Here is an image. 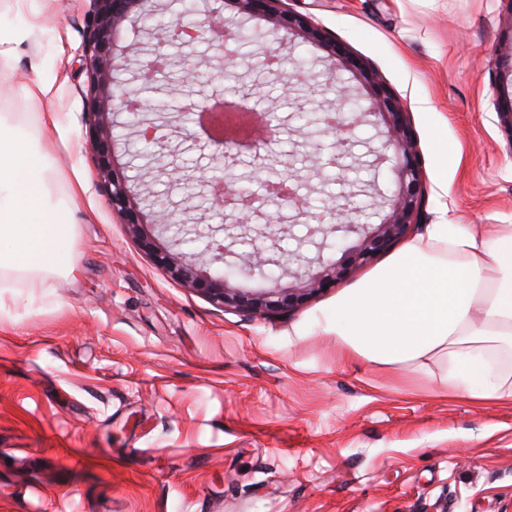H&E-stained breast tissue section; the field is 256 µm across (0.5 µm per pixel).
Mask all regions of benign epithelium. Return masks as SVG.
<instances>
[{
	"instance_id": "benign-epithelium-1",
	"label": "benign epithelium",
	"mask_w": 512,
	"mask_h": 512,
	"mask_svg": "<svg viewBox=\"0 0 512 512\" xmlns=\"http://www.w3.org/2000/svg\"><path fill=\"white\" fill-rule=\"evenodd\" d=\"M96 5L93 29L87 45V64L92 69L89 86L95 101V110L90 113L89 138L91 150L98 161L101 176L108 186V199L112 211L121 215L133 232L142 235L143 246L156 258L157 262L176 279L182 280L201 292L212 301L227 307L254 315H268L282 312L299 305L310 296L340 279L346 272L345 265L325 261L321 257L311 260L296 255L297 268H288L284 276L291 278L288 285L280 284V279L271 280L267 288L252 289L234 285L230 275L213 276L206 267L225 261L230 267L244 264L249 277L264 276L263 266L274 263V259L264 256L263 251L253 248L241 254L234 248L242 244L247 236L244 233L230 236L229 243L213 239L207 246V254L183 253L175 250L177 243L170 239L167 245L159 246L158 238L145 232L150 226L161 234L169 231L176 223V212L163 207L154 208L147 204V198L135 192L128 181L117 174L112 166L114 140L112 128L114 118L120 112H136L141 102L132 97L117 80L123 70L124 60L114 51V34L124 22H142L158 7V0H94ZM239 11L248 17L262 15L277 26L291 31V34L305 42L316 43L331 57V62L351 72L354 86H345L338 91L340 100L351 97L367 100L370 106L363 114L352 115L345 112L325 114L326 128L336 133V154L325 163L326 167L345 170L344 159L348 155L347 134L361 121L362 117H373V124L381 129L384 141L380 149L374 151L372 165L379 169L390 164L395 177L396 189L386 194L378 192L382 208L389 209L379 224H364L353 216L348 208L349 199L344 203H334L325 208L322 214H312L307 210L306 201L292 189L281 194L278 187L285 183L279 176L265 180L266 200L277 207L276 212L265 216L266 227L278 226L285 222L283 208L293 212L292 219L301 218L316 221L309 227V235H322L319 248H325L328 235L341 231L344 237L355 235V240L344 248L346 259L358 266L370 263L374 256L403 238L411 226L418 223L426 187L423 184L422 163L414 140L409 131L407 113L386 91L378 76L350 58L345 48L336 43L326 32L316 28L306 17L291 15L280 9L282 0H233ZM211 31L216 38L231 34L224 28V17L218 10H207ZM498 116L509 141L512 142V96L501 98ZM216 151L212 158L214 175L206 180L210 189L211 209L219 218H235L239 227L246 229L253 214L257 212L255 194L237 181H228L216 172L224 166L236 162L244 152L255 147L252 140L233 138H212ZM231 261H226V258Z\"/></svg>"
}]
</instances>
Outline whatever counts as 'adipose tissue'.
<instances>
[{
  "label": "adipose tissue",
  "instance_id": "obj_1",
  "mask_svg": "<svg viewBox=\"0 0 512 512\" xmlns=\"http://www.w3.org/2000/svg\"><path fill=\"white\" fill-rule=\"evenodd\" d=\"M0 120V269L72 272L75 210L51 200L48 155ZM335 337L339 353L438 381L452 395L512 400V224H426L391 263L313 315L297 337Z\"/></svg>",
  "mask_w": 512,
  "mask_h": 512
}]
</instances>
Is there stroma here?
<instances>
[{"label":"stroma","mask_w":512,"mask_h":512,"mask_svg":"<svg viewBox=\"0 0 512 512\" xmlns=\"http://www.w3.org/2000/svg\"><path fill=\"white\" fill-rule=\"evenodd\" d=\"M376 71L408 112L422 160L421 223L512 224V140L500 125L493 72L512 59L507 0H283ZM197 37L176 43L157 85L180 84L168 107L123 113L113 161L131 186L202 232L219 226L206 192L212 143L195 136L189 103L216 93L270 114L279 130L225 169L263 195L269 173L292 178L311 212L349 196L361 222L378 223L373 169L382 137L352 128V167L324 181L317 162L335 149L298 115L339 106L349 71L330 65L287 29L263 44L225 40L215 50L204 14ZM92 0H0V24L31 28L0 55V119L37 136L53 159L52 190H85L72 243L75 272L45 277L0 272V512H512V401L486 406L451 396L420 375L339 355L335 338L294 331L357 287L394 250L347 270L296 308L255 318L173 278L113 212L87 150L89 71L84 46ZM137 42L120 78L140 90L153 44L123 24L117 48ZM279 63L269 66V52ZM204 76L181 85L184 61ZM307 61V79L288 83ZM55 81L29 96L32 66ZM60 127L46 129L49 113ZM164 127V145L136 139L139 123ZM167 155L191 180L180 188L149 160ZM447 173L448 187L438 177ZM340 242L317 249L304 223L278 243L281 273L293 253L343 260Z\"/></svg>","instance_id":"stroma-1"}]
</instances>
